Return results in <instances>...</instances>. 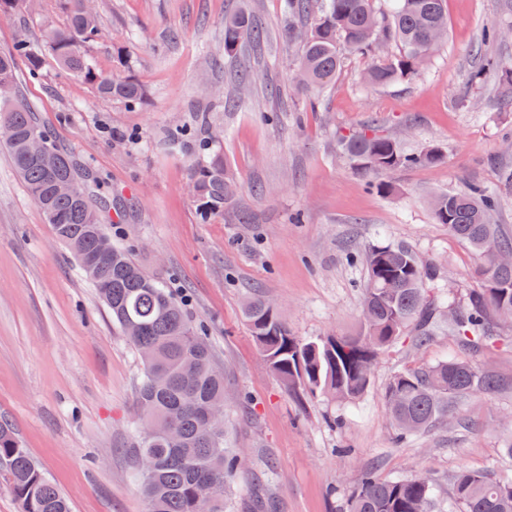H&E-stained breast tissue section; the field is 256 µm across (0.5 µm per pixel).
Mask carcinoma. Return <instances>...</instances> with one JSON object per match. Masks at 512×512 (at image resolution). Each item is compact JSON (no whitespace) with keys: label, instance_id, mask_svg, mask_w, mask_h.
<instances>
[{"label":"carcinoma","instance_id":"1","mask_svg":"<svg viewBox=\"0 0 512 512\" xmlns=\"http://www.w3.org/2000/svg\"><path fill=\"white\" fill-rule=\"evenodd\" d=\"M65 21L45 28L43 44L27 37L0 53V83L18 86L17 63H26L36 76L45 54L72 76L93 82L108 98L130 104L144 101L142 85L128 78L94 72L82 48L100 35L97 11L84 9V0H64ZM390 14H379L372 0H285L284 36L300 44L298 85L305 91L321 89L336 79L345 55L375 54L379 43H396L397 56L368 71L373 86H383L414 76L421 62L438 46L434 31L448 27L446 0H394ZM265 31L245 9L224 17V55L232 57L246 44L258 46ZM481 68L496 69L512 77V61L485 58L475 49ZM208 125L198 113L193 122L170 133V142L190 146L195 155L191 175L193 195L202 217L224 211L236 192L231 170L215 141L204 136L194 144L188 137L195 127ZM36 133L46 154L30 157L25 144ZM0 145L51 224L56 238L75 254L81 270L97 289L122 332L142 359L144 372L137 401L147 422L158 430L146 440L135 438L127 452L134 476L147 502V512H198L199 501L211 495V512H224L229 481L241 454L225 447L224 431L207 433L201 417L207 409L224 403V377L217 372L207 336L184 314L177 298L148 275L130 252L112 247L104 253L107 236L99 212L112 206L76 173L70 156L60 150L20 94L0 99ZM341 150L351 168L367 177L395 169L435 165L442 152L427 148L409 152L402 144L373 130H361L341 139ZM60 178L73 184L68 196L58 195ZM498 203L497 193L480 185L462 193H442L432 203L434 219L482 256L478 274L480 291L464 304L442 294L428 293L432 270L422 266L405 247H371L362 254L367 277L363 286L361 327L355 336L304 339L293 335L277 310L263 299L251 300L244 318L270 369L288 386L311 394L352 402L367 390L372 368L385 348L408 331L421 345L444 326L462 349L480 352L501 339L496 318L512 317V265L501 266L498 256L512 252V239L489 223ZM456 305V314L443 322L439 310ZM501 379L469 361L450 357L431 366L401 372L386 387L384 399L398 438L424 433L455 409L466 396L492 390ZM0 480L11 489L20 512H70L62 492L33 461L11 425L0 421ZM458 512H512V480L495 479L483 472L461 470L452 484ZM347 512H435L432 481L423 475L386 479L365 470L346 502Z\"/></svg>","mask_w":512,"mask_h":512}]
</instances>
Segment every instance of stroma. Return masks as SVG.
Masks as SVG:
<instances>
[{"label":"stroma","instance_id":"1","mask_svg":"<svg viewBox=\"0 0 512 512\" xmlns=\"http://www.w3.org/2000/svg\"><path fill=\"white\" fill-rule=\"evenodd\" d=\"M248 4L266 31L260 47L224 55V16ZM102 37L85 53L103 75L145 90L131 107L46 59L21 76L57 144L112 199L101 213L113 245L180 300L204 329L224 374V431L241 450L229 512H344L365 469L383 478L426 473L442 512H456L450 480L463 469L512 478V323L478 368L502 378L459 402L429 432L397 441L383 395L402 371L458 354L440 331L418 346L406 335L382 353L356 401L292 391L270 370L243 315L247 299L279 310L293 335L350 336L359 327L363 262L352 248L403 246L435 269L431 286L457 298L480 288L474 250L436 223L432 198L476 183L494 190L492 222L512 235V82L481 71L471 48L496 28L488 55L512 60V0H446L448 37L411 79L369 85L370 58L347 56L328 87L293 82L300 51L281 33L283 0H96ZM57 0L0 15V52L18 34L43 40ZM250 70L249 94L210 115L240 185L223 213L202 222L190 189L194 158L167 147L210 100L237 95L231 72ZM276 110L279 120L265 112ZM371 128L412 151L440 147L445 162L380 175L391 193L356 173L341 136ZM250 223H242V215ZM143 364L71 250L26 191L0 146V420L9 421L72 512H145L126 453L142 425Z\"/></svg>","mask_w":512,"mask_h":512}]
</instances>
